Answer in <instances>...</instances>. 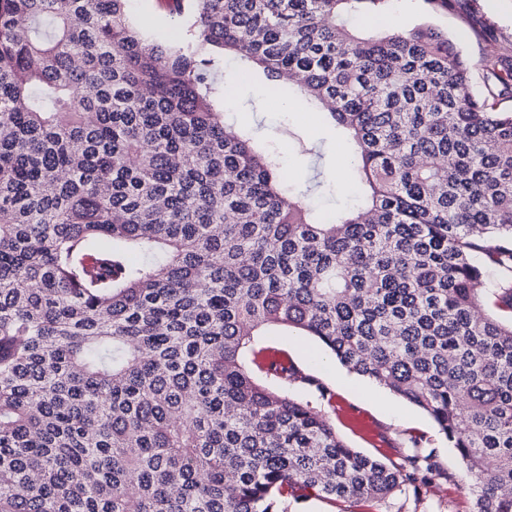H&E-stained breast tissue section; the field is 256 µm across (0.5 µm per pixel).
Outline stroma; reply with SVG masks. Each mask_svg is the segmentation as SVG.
Wrapping results in <instances>:
<instances>
[{"mask_svg":"<svg viewBox=\"0 0 512 512\" xmlns=\"http://www.w3.org/2000/svg\"><path fill=\"white\" fill-rule=\"evenodd\" d=\"M128 15L148 40L165 44L184 27L185 19L163 0H129ZM408 30L429 23L451 38L474 65V91L487 93L483 64L512 57V0H451L447 10L427 13L417 0L391 18H357L363 30H382L386 23ZM224 124L249 131L254 139L276 149L286 182L312 187L311 204L321 213H335L350 203L355 190L347 145L328 113L315 107L296 109V87L281 88L250 63L225 58ZM255 348L274 347L287 353L300 381L290 386L301 398H312L314 384L324 386L329 401L321 410L350 448L371 457L398 461L431 456L441 471L438 479L405 488L386 500L346 505L338 500L304 498L291 502L289 512H470L472 492L455 448L439 433L422 409L349 372L321 345L307 336L283 330L254 339Z\"/></svg>","mask_w":512,"mask_h":512,"instance_id":"35a3bbf8","label":"stroma"}]
</instances>
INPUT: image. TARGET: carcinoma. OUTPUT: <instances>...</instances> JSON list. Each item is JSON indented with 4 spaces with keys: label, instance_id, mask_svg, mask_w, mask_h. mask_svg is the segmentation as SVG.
Segmentation results:
<instances>
[{
    "label": "carcinoma",
    "instance_id": "obj_1",
    "mask_svg": "<svg viewBox=\"0 0 512 512\" xmlns=\"http://www.w3.org/2000/svg\"><path fill=\"white\" fill-rule=\"evenodd\" d=\"M393 0H0V512H288L435 476L349 448L254 337L291 329L423 409L512 512V60L495 89ZM298 79L354 147L330 221L277 150L225 134V52ZM499 278H488L487 267ZM265 374L256 379L249 364ZM128 15L148 40L167 44L175 31L185 30V17L179 16L163 0H129Z\"/></svg>",
    "mask_w": 512,
    "mask_h": 512
}]
</instances>
